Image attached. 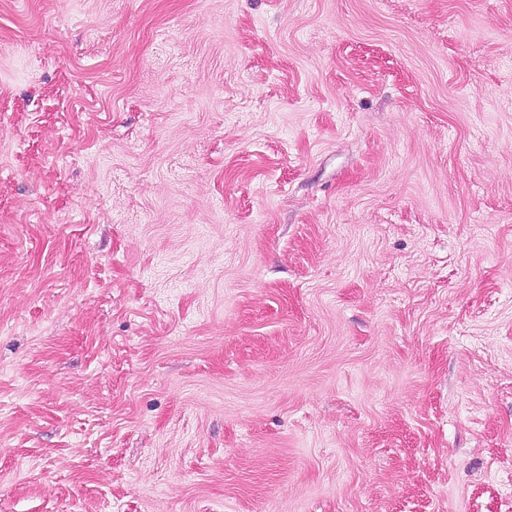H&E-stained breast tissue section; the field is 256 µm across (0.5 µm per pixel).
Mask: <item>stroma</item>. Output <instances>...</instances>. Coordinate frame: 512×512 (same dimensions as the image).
<instances>
[{"mask_svg":"<svg viewBox=\"0 0 512 512\" xmlns=\"http://www.w3.org/2000/svg\"><path fill=\"white\" fill-rule=\"evenodd\" d=\"M0 512H512V0H0Z\"/></svg>","mask_w":512,"mask_h":512,"instance_id":"35a3bbf8","label":"stroma"}]
</instances>
